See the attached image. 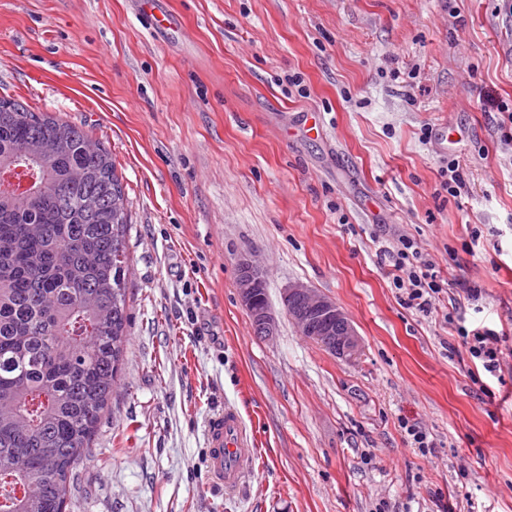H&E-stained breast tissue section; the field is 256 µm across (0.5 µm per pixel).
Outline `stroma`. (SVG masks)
Wrapping results in <instances>:
<instances>
[{
  "label": "stroma",
  "mask_w": 512,
  "mask_h": 512,
  "mask_svg": "<svg viewBox=\"0 0 512 512\" xmlns=\"http://www.w3.org/2000/svg\"><path fill=\"white\" fill-rule=\"evenodd\" d=\"M164 2L174 26L156 32L138 0H0V99L81 124L129 200V341L65 512H512V13ZM293 73L307 97L284 93ZM404 238L446 281L427 314L381 252ZM245 254L276 336L239 300ZM297 282L346 312L358 357L298 334L282 304ZM453 316L498 332L500 374ZM227 405L255 449L235 493L213 485L203 438Z\"/></svg>",
  "instance_id": "35a3bbf8"
}]
</instances>
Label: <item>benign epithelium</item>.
I'll use <instances>...</instances> for the list:
<instances>
[{"mask_svg":"<svg viewBox=\"0 0 512 512\" xmlns=\"http://www.w3.org/2000/svg\"><path fill=\"white\" fill-rule=\"evenodd\" d=\"M237 289L242 305L251 315L254 328L262 336H272L276 317L259 294L266 272L251 256L237 263ZM283 306L297 331L318 342L331 354L351 359L358 354L360 339L346 313L335 301L303 283L289 287L282 296Z\"/></svg>","mask_w":512,"mask_h":512,"instance_id":"obj_1","label":"benign epithelium"}]
</instances>
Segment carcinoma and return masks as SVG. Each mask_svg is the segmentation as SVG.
I'll return each instance as SVG.
<instances>
[{"label": "carcinoma", "instance_id": "carcinoma-1", "mask_svg": "<svg viewBox=\"0 0 512 512\" xmlns=\"http://www.w3.org/2000/svg\"><path fill=\"white\" fill-rule=\"evenodd\" d=\"M129 202L83 127L0 100V512H64L127 342Z\"/></svg>", "mask_w": 512, "mask_h": 512}]
</instances>
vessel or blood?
<instances>
[{
    "mask_svg": "<svg viewBox=\"0 0 512 512\" xmlns=\"http://www.w3.org/2000/svg\"><path fill=\"white\" fill-rule=\"evenodd\" d=\"M204 436L212 477L226 488L236 487L251 461V450L238 411L228 407L213 416L206 425Z\"/></svg>",
    "mask_w": 512,
    "mask_h": 512,
    "instance_id": "vessel-or-blood-1",
    "label": "vessel or blood"
}]
</instances>
